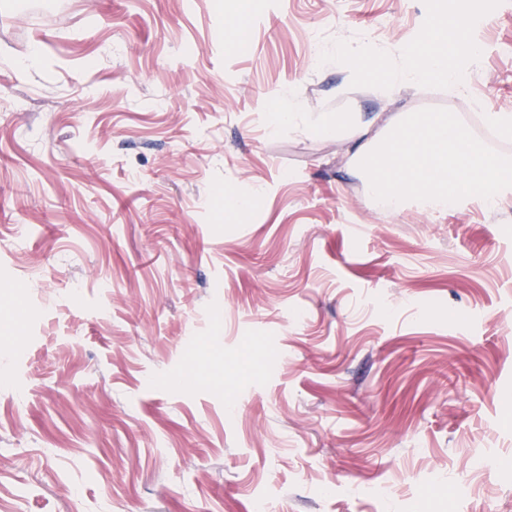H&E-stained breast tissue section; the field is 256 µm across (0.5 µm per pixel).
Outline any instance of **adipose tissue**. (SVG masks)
Masks as SVG:
<instances>
[{"mask_svg": "<svg viewBox=\"0 0 512 512\" xmlns=\"http://www.w3.org/2000/svg\"><path fill=\"white\" fill-rule=\"evenodd\" d=\"M477 53V45L461 22L450 18L443 8H435L427 28L403 48L404 63L390 70L386 85L395 90L406 84H448L457 91H466L468 84L460 64Z\"/></svg>", "mask_w": 512, "mask_h": 512, "instance_id": "1", "label": "adipose tissue"}]
</instances>
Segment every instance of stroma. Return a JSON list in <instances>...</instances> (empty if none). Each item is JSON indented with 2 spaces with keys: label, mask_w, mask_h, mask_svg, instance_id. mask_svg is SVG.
<instances>
[{
  "label": "stroma",
  "mask_w": 512,
  "mask_h": 512,
  "mask_svg": "<svg viewBox=\"0 0 512 512\" xmlns=\"http://www.w3.org/2000/svg\"><path fill=\"white\" fill-rule=\"evenodd\" d=\"M432 8L0 5V512H512V205L381 212L351 143L263 114L447 105L350 55L401 65ZM471 38L512 112V0Z\"/></svg>",
  "instance_id": "obj_1"
}]
</instances>
